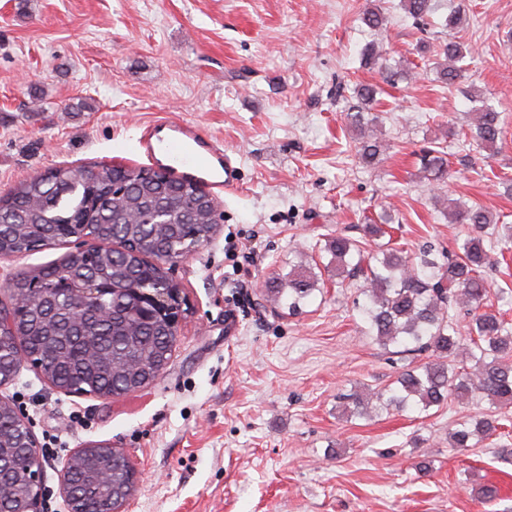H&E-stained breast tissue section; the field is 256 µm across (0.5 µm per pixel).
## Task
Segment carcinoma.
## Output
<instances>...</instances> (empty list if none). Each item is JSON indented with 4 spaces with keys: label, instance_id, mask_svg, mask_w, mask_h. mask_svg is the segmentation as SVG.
<instances>
[{
    "label": "carcinoma",
    "instance_id": "1",
    "mask_svg": "<svg viewBox=\"0 0 512 512\" xmlns=\"http://www.w3.org/2000/svg\"><path fill=\"white\" fill-rule=\"evenodd\" d=\"M414 21L431 17L432 0H402ZM469 47L455 41L440 45L438 81L446 86L463 77L462 62ZM472 126L462 133L470 145L494 155L502 136L498 112L487 105L475 109ZM377 139L362 142L357 153L366 165L383 153ZM425 178L440 187L448 179V152L429 149L420 158ZM114 173L106 164L89 175L83 168H52L0 195V254L12 256L41 250L52 242L86 235L105 246L76 266L67 259L21 273L7 291L14 309L13 325L0 330V382L17 377L19 350L59 391L68 394H109L134 391L171 358L174 336L166 321L140 306L137 292L144 283L168 282L163 266H147L145 257L163 254L168 261L187 257L211 239L213 227L203 222L198 205L199 184L166 173L142 177L131 168L119 190L138 208V220L128 221L112 208ZM448 218L463 226L465 236L455 251L427 245L409 254L396 243L379 242L388 231L382 224L362 226V240L338 233L328 239L326 267L336 277L360 279L361 333L384 347L408 353H430V360L400 371L387 388L370 397L347 396L345 413H429L451 400L478 396L497 408L512 405V322L507 312L493 309L487 270L493 267L492 247L512 243V225L481 206L456 204ZM378 241L367 249L365 239ZM95 281L112 320L90 318L79 327L71 323L73 287ZM313 267L297 265L274 289L278 306L299 314L318 290ZM466 308L463 325L455 310ZM468 335L472 370L458 369L455 357ZM96 359H87L89 349ZM507 413L482 414L455 423L450 447L473 448L484 437L512 436ZM31 449L22 438L12 407L0 406V512H28L35 500L30 479ZM103 465L97 448L72 460L70 482L84 507L98 506L109 497L97 481Z\"/></svg>",
    "mask_w": 512,
    "mask_h": 512
}]
</instances>
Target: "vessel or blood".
<instances>
[{"label": "vessel or blood", "instance_id": "vessel-or-blood-1", "mask_svg": "<svg viewBox=\"0 0 512 512\" xmlns=\"http://www.w3.org/2000/svg\"><path fill=\"white\" fill-rule=\"evenodd\" d=\"M162 126L166 136H157L150 129L140 137L141 151L148 159L160 160L173 176L199 181L213 189L229 192L236 187L239 168L222 145L176 119L163 121Z\"/></svg>", "mask_w": 512, "mask_h": 512}]
</instances>
